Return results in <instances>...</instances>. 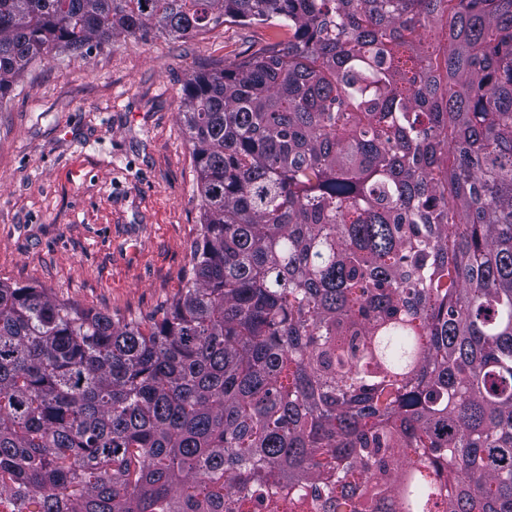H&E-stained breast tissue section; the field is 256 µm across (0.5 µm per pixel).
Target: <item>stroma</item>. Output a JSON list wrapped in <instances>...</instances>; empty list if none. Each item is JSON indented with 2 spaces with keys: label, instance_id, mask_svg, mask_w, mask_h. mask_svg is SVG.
<instances>
[{
  "label": "stroma",
  "instance_id": "obj_1",
  "mask_svg": "<svg viewBox=\"0 0 512 512\" xmlns=\"http://www.w3.org/2000/svg\"><path fill=\"white\" fill-rule=\"evenodd\" d=\"M287 39L225 23L30 65L0 102V281L121 320L160 318L201 224L184 85Z\"/></svg>",
  "mask_w": 512,
  "mask_h": 512
}]
</instances>
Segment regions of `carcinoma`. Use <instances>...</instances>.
<instances>
[{"instance_id":"obj_1","label":"carcinoma","mask_w":512,"mask_h":512,"mask_svg":"<svg viewBox=\"0 0 512 512\" xmlns=\"http://www.w3.org/2000/svg\"><path fill=\"white\" fill-rule=\"evenodd\" d=\"M226 22L288 41L187 82L162 317L0 282V503L512 512V0H0V102L55 49Z\"/></svg>"}]
</instances>
